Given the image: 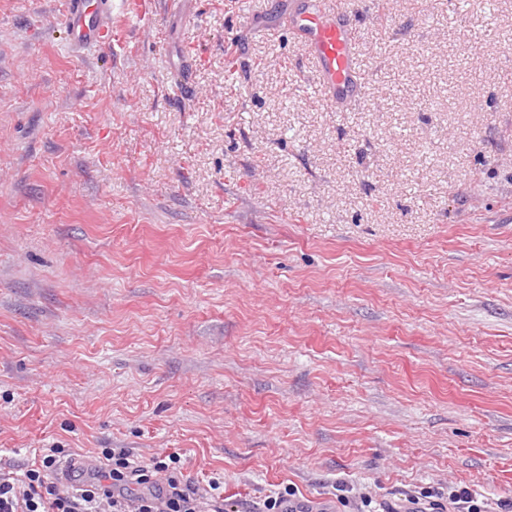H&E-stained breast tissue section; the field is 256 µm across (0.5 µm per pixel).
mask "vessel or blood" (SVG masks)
I'll return each mask as SVG.
<instances>
[{"mask_svg": "<svg viewBox=\"0 0 512 512\" xmlns=\"http://www.w3.org/2000/svg\"><path fill=\"white\" fill-rule=\"evenodd\" d=\"M112 0H67L63 23L75 49L104 43ZM288 18L315 65L318 85L338 109L361 102V75L356 47L360 29L345 0H291Z\"/></svg>", "mask_w": 512, "mask_h": 512, "instance_id": "1", "label": "vessel or blood"}]
</instances>
